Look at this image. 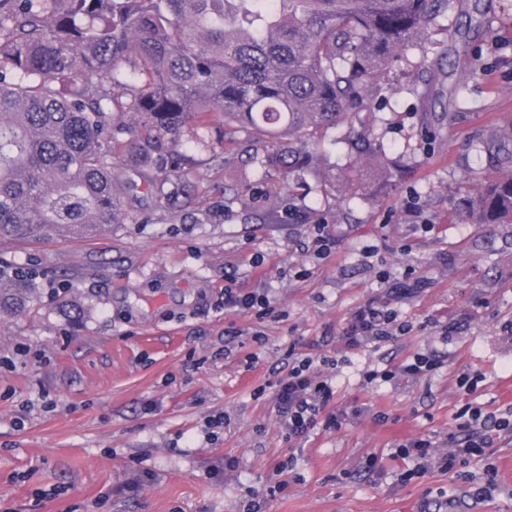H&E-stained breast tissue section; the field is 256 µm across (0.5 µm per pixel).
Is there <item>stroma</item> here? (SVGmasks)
<instances>
[{
    "mask_svg": "<svg viewBox=\"0 0 512 512\" xmlns=\"http://www.w3.org/2000/svg\"><path fill=\"white\" fill-rule=\"evenodd\" d=\"M447 21L455 37L411 50L370 110L319 133L305 171L268 167L252 133L226 143L214 127L186 149L191 188L158 168L153 183L118 187L120 221L100 236L0 242L37 296L0 317V512H247L285 460L266 512H441L443 497L472 494L437 468L400 481L409 464L389 458L415 437L447 453L465 403L512 405V223L470 220L499 170L494 130L512 120V0H451ZM362 130L374 161L349 143ZM357 168L369 178L353 192ZM317 224L332 239L324 255ZM387 275L419 286L394 301ZM262 281L271 314L225 307V287ZM370 300L411 332L344 349ZM417 352L443 367L365 384ZM308 353L337 360L347 416L291 444L273 395ZM475 371L483 381L460 389ZM372 452L383 473L368 471ZM489 464L499 489L479 512H512V439L468 470Z\"/></svg>",
    "mask_w": 512,
    "mask_h": 512,
    "instance_id": "obj_1",
    "label": "stroma"
}]
</instances>
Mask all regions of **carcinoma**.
Masks as SVG:
<instances>
[{"label":"carcinoma","instance_id":"1","mask_svg":"<svg viewBox=\"0 0 512 512\" xmlns=\"http://www.w3.org/2000/svg\"><path fill=\"white\" fill-rule=\"evenodd\" d=\"M447 13L448 0H0V241L109 229L122 159L153 169L187 130L246 128L268 165L304 169L318 133L352 123ZM476 205L479 222L512 223L511 168ZM30 303L3 272L0 316Z\"/></svg>","mask_w":512,"mask_h":512}]
</instances>
